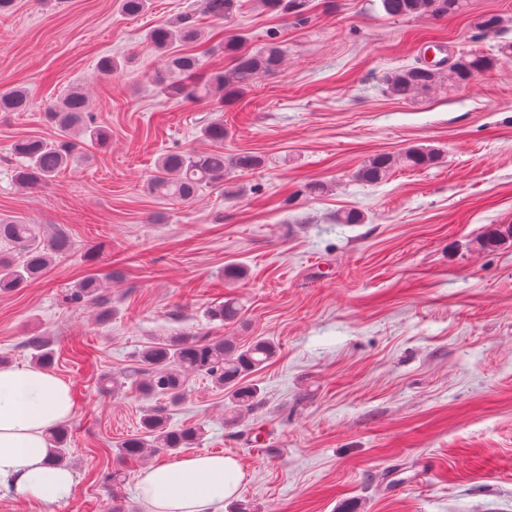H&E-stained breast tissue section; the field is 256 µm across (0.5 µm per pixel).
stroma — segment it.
<instances>
[{
    "label": "stroma",
    "instance_id": "stroma-1",
    "mask_svg": "<svg viewBox=\"0 0 512 512\" xmlns=\"http://www.w3.org/2000/svg\"><path fill=\"white\" fill-rule=\"evenodd\" d=\"M193 0H152L125 16L119 0H16L0 14V88L23 86L25 112H0V217L62 227L71 250L27 287L0 291V357L33 361L26 341L45 336L50 370L71 387L68 497L44 508L0 496V512H107L138 505L139 473L172 454L121 456L159 398L103 391V377L137 370L144 346L171 336L268 338L277 357L250 374L257 409L224 423V394L203 376L168 411L172 427L200 425L197 454L234 457L238 500L254 512H512V245L483 250V233L512 225V59L465 86L409 101L386 95L395 68L458 51L497 54L512 42V0H469L439 19L389 18L369 0H311L304 22L244 9L201 20L207 67L226 68L224 40L251 47L283 40L284 70L256 79L217 108L175 102L154 82L158 55L146 33ZM506 24L474 27L483 14ZM106 54L132 57L105 78ZM88 95L104 150L52 184L18 189L11 145L53 136L45 109L68 90ZM220 118L225 155L252 151L263 166L234 178V198L204 189L175 204L151 193L166 150L204 151L200 129ZM410 146L440 152L427 168L387 181L355 177L370 157ZM324 184L321 193L313 184ZM361 224L339 223L347 210ZM245 275L226 280L224 270ZM111 273L112 309L66 303L68 288ZM238 298L224 325L207 310ZM119 479H112V472Z\"/></svg>",
    "mask_w": 512,
    "mask_h": 512
}]
</instances>
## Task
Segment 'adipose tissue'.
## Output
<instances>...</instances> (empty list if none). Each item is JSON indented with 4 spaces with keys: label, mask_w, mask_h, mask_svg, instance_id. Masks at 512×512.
I'll list each match as a JSON object with an SVG mask.
<instances>
[{
    "label": "adipose tissue",
    "mask_w": 512,
    "mask_h": 512,
    "mask_svg": "<svg viewBox=\"0 0 512 512\" xmlns=\"http://www.w3.org/2000/svg\"><path fill=\"white\" fill-rule=\"evenodd\" d=\"M73 412L70 386L50 371L0 366L1 493L40 505L70 493L75 474L51 463L49 434ZM242 477L232 457L193 455L144 469L137 490L146 512H215Z\"/></svg>",
    "instance_id": "1"
}]
</instances>
